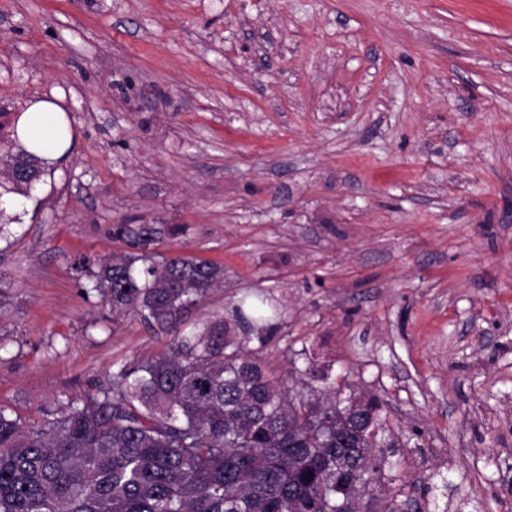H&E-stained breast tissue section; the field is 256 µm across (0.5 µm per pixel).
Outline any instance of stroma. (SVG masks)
<instances>
[{"mask_svg": "<svg viewBox=\"0 0 512 512\" xmlns=\"http://www.w3.org/2000/svg\"><path fill=\"white\" fill-rule=\"evenodd\" d=\"M66 158L0 196V409L42 422L168 338L82 267L224 268L189 320L279 310L261 355L381 402L369 512H512V0H0V112Z\"/></svg>", "mask_w": 512, "mask_h": 512, "instance_id": "obj_1", "label": "stroma"}]
</instances>
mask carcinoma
<instances>
[{"label":"carcinoma","instance_id":"obj_1","mask_svg":"<svg viewBox=\"0 0 512 512\" xmlns=\"http://www.w3.org/2000/svg\"><path fill=\"white\" fill-rule=\"evenodd\" d=\"M48 174L0 121V190L24 195ZM89 281L117 316L170 336L146 361L118 366L112 386L24 424L0 409V512H335L373 467L336 457L376 447L380 402L343 418L336 379L290 394L266 373L276 312L265 300L235 324L214 314L180 330L224 281V267L189 253H128Z\"/></svg>","mask_w":512,"mask_h":512}]
</instances>
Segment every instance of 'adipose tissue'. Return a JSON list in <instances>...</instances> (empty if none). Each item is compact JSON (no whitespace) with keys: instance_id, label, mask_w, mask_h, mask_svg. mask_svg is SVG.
Instances as JSON below:
<instances>
[{"instance_id":"ef3b65f1","label":"adipose tissue","mask_w":512,"mask_h":512,"mask_svg":"<svg viewBox=\"0 0 512 512\" xmlns=\"http://www.w3.org/2000/svg\"><path fill=\"white\" fill-rule=\"evenodd\" d=\"M21 144L47 163L62 159L72 144L64 109L56 102H30L18 124Z\"/></svg>"}]
</instances>
